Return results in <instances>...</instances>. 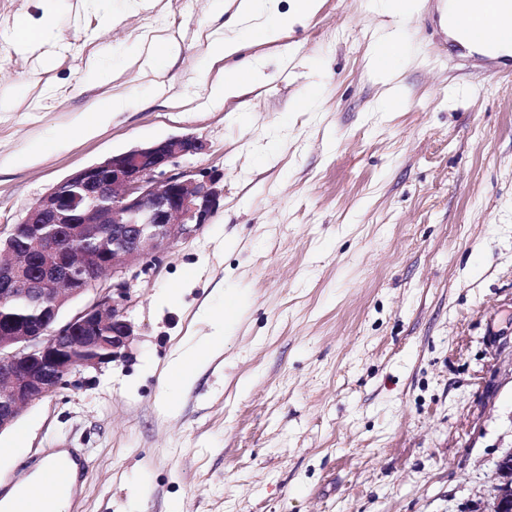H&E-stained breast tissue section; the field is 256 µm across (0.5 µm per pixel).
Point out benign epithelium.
I'll use <instances>...</instances> for the list:
<instances>
[{
    "instance_id": "benign-epithelium-1",
    "label": "benign epithelium",
    "mask_w": 512,
    "mask_h": 512,
    "mask_svg": "<svg viewBox=\"0 0 512 512\" xmlns=\"http://www.w3.org/2000/svg\"><path fill=\"white\" fill-rule=\"evenodd\" d=\"M203 150L193 136H173L75 171L28 210L23 224L34 249L22 265L8 260L17 230L0 238V306L22 299L39 310L33 319H0V433L126 346L133 330L121 274L160 264L220 208L223 175L177 170L178 159ZM91 292L92 301L64 316ZM476 512H512V448L497 460L489 501Z\"/></svg>"
}]
</instances>
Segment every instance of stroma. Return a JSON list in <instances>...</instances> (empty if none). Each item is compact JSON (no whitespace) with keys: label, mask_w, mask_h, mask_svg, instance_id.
Wrapping results in <instances>:
<instances>
[{"label":"stroma","mask_w":512,"mask_h":512,"mask_svg":"<svg viewBox=\"0 0 512 512\" xmlns=\"http://www.w3.org/2000/svg\"><path fill=\"white\" fill-rule=\"evenodd\" d=\"M322 0L280 39L229 0H0V236L56 183L112 154L193 135L179 165L224 201L129 278L122 357L0 433V495L62 448L90 467L69 512H473L512 448V74H461L417 15ZM46 43L16 46L18 20ZM401 42L393 111L373 48ZM235 32L230 58L209 42ZM176 39L160 76L135 61ZM112 74L84 80L89 61ZM240 94L212 98L222 75ZM106 94L99 135L58 133ZM43 155L27 163L32 148ZM241 315L191 385L164 368ZM240 309L235 302H226L224 308V321L236 318ZM224 321L217 322L213 333L204 342L205 349L210 351L224 345Z\"/></svg>","instance_id":"stroma-1"}]
</instances>
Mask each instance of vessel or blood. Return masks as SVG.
<instances>
[{"mask_svg":"<svg viewBox=\"0 0 512 512\" xmlns=\"http://www.w3.org/2000/svg\"><path fill=\"white\" fill-rule=\"evenodd\" d=\"M427 5L423 22L438 52H453L465 66L488 76L512 72V57L499 51L500 45L512 44V29L491 33L482 20L487 9L512 16V0H427ZM43 479L59 490H71L68 461L56 460Z\"/></svg>","mask_w":512,"mask_h":512,"instance_id":"1","label":"vessel or blood"}]
</instances>
